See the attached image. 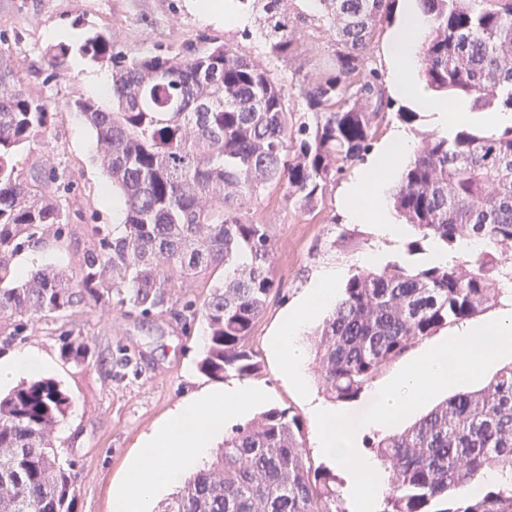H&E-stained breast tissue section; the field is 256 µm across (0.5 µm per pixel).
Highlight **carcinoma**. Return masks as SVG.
<instances>
[{
	"label": "carcinoma",
	"mask_w": 512,
	"mask_h": 512,
	"mask_svg": "<svg viewBox=\"0 0 512 512\" xmlns=\"http://www.w3.org/2000/svg\"><path fill=\"white\" fill-rule=\"evenodd\" d=\"M236 2L257 14L276 57L298 52L296 21L333 32L328 66L303 89L310 119H293L279 79L230 47L128 56L96 29L79 50L111 68L112 109L81 97L60 102L22 88L21 64L0 33V327L15 336L114 300L130 315L204 322L201 374H257L250 338L275 281L269 228L249 213L270 188L301 213L322 209L329 186L369 152L391 106L370 50L395 22L398 0H313L312 16L291 14L290 0ZM417 6L430 28L421 48L427 89L468 99L474 112H512V0ZM70 53L64 42L50 46L49 67L67 75ZM66 108L95 130L96 162L123 200V230L92 224L74 272L42 266L13 280L11 256L50 233L61 239L70 222L61 198L72 181L53 167L25 173L15 161ZM391 198L418 235L408 253L424 241L453 251L461 237L485 247L438 264L393 261L347 281L314 332L318 380L333 402L355 398L387 364L479 314L512 283L503 251L512 244V125L425 137ZM196 283L205 295L174 292ZM62 342L65 359L87 358L82 335ZM69 405L48 378L0 398V512H76V476L55 448ZM371 448L389 474L376 512H512V364ZM489 471L499 475L495 488L466 493ZM339 502L335 476L305 453L298 417L269 407L224 430L208 464L161 512H348Z\"/></svg>",
	"instance_id": "1"
}]
</instances>
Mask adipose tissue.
Here are the masks:
<instances>
[{"label": "adipose tissue", "instance_id": "ef3b65f1", "mask_svg": "<svg viewBox=\"0 0 512 512\" xmlns=\"http://www.w3.org/2000/svg\"><path fill=\"white\" fill-rule=\"evenodd\" d=\"M427 28V18L408 6L399 25L387 33L382 56L389 92L430 111L443 127H464L477 120L490 127L512 122L510 112L476 113L468 105L432 97L415 81L414 75L422 64L421 45ZM416 148L412 134L406 129L396 127L390 131L358 178L342 192L341 210L346 223L376 225L379 233L390 239L398 235L399 224L387 203L383 184L395 168L409 162ZM336 279V270L320 272L274 336L273 353L285 363L294 380H304L306 374L302 335L310 320L335 305ZM50 367L49 358L36 350L0 359V387L23 377L40 375ZM259 397L255 387L234 382L178 406L152 433L143 437L141 459L131 468L126 486L113 494L112 512H151L166 487L181 484L192 471L204 466L213 442L224 435L227 418L246 413Z\"/></svg>", "mask_w": 512, "mask_h": 512}]
</instances>
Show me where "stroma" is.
I'll return each instance as SVG.
<instances>
[{"label": "stroma", "instance_id": "35a3bbf8", "mask_svg": "<svg viewBox=\"0 0 512 512\" xmlns=\"http://www.w3.org/2000/svg\"><path fill=\"white\" fill-rule=\"evenodd\" d=\"M108 30L123 51L138 55L148 51L182 52L209 40L224 43L261 61L282 83L294 115L307 110L303 81L326 65L331 32L306 24L299 54L282 58L270 54L257 21L246 29L226 27L223 20L201 16L193 0H0V32L10 40L14 54L28 67L26 88L39 89L65 101L91 98L90 77L103 73L101 65L85 63L70 77L51 76L43 52L51 45L54 29L70 33V45H79L89 28ZM95 133L76 111H65L41 141L23 150V167L55 165L70 175L74 195L67 200L70 224L65 241L47 239L31 253L33 266L51 264L74 269L86 242V226L112 227V211L102 201L110 181L95 163ZM358 173L350 167L330 187L321 211L300 214L288 208L278 190L267 191L253 207L255 220L267 224L274 243L272 274L278 286L251 336L260 370L248 377L259 388L260 407L288 408L302 422L305 450L314 465L333 470L334 463L317 447L310 408L325 396L315 378L305 383L289 380L285 365L272 352L274 331L290 309L307 292L314 277L329 267L342 269L345 277L362 271L365 256H374L375 267L407 259V247L416 238L412 227L387 239L375 225L345 223L338 207L343 185ZM73 331L89 342L88 361L75 364L63 358L60 335ZM449 335L441 329L415 344L388 364L356 398L338 403L339 411L360 416L378 390L402 367ZM206 326L192 328L174 318L148 319L126 314L113 306L89 308L56 321H43L23 336L0 331V357L25 350L47 354L54 363L50 373L70 398V409L57 433L61 458L77 462V512H112V492L121 487L131 463L141 452V438L163 422L169 412L190 395L219 388L217 380L197 369L205 346Z\"/></svg>", "mask_w": 512, "mask_h": 512}]
</instances>
